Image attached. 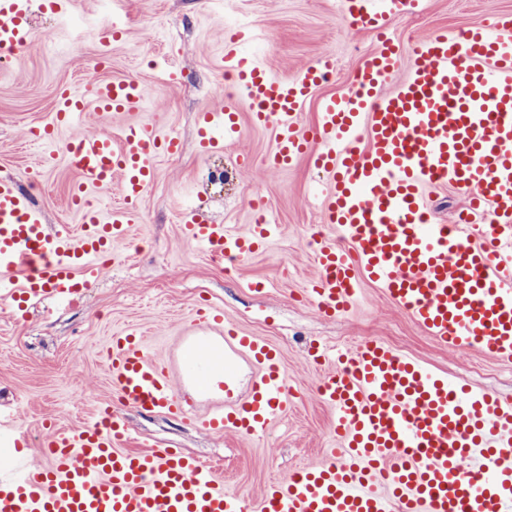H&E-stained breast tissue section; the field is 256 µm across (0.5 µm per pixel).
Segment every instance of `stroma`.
<instances>
[{"label": "stroma", "instance_id": "stroma-1", "mask_svg": "<svg viewBox=\"0 0 512 512\" xmlns=\"http://www.w3.org/2000/svg\"><path fill=\"white\" fill-rule=\"evenodd\" d=\"M509 11L512 0H423L416 12L390 17L388 27L407 51L436 31L465 29ZM112 20L124 34L106 49L100 30ZM29 21L34 31L52 30L54 45L31 44L0 66V172L22 182L36 177L34 199L48 224L75 230L81 225L79 213L68 205L78 172L67 142L81 130H103L116 138L120 126L92 114L82 128L59 129L52 145L24 138L22 131L52 123L58 89L81 87L86 73L98 70L101 52L111 57L103 78H133L146 89L134 120L182 142L180 153L159 157L139 223L117 243L115 260L91 287L64 303L34 300L16 315L0 303V408L18 412L33 461H43V444L52 429L88 422L98 406L108 403L126 421L127 451L179 448L223 464L226 486L255 512L269 484L327 459L336 445L330 433L335 414L315 391L323 372L308 353L315 341L352 347L364 337H376L459 385L512 398V364L475 352H452L371 281L362 282L357 301L345 313L324 315L306 299L305 290L317 274L310 239L325 225L319 197L324 176L303 159L287 167L267 163L275 147L271 128L255 125L245 111L235 139L210 152L198 147L199 114L224 94L238 92L222 84L225 29L249 26L255 37L247 51L278 77L294 76L324 55L335 57L336 73L307 102L302 124L315 122L323 97L352 88L377 39L374 32L350 26L337 0H220L216 5L209 0H68L61 13L32 9ZM166 68L176 71L175 80L163 77ZM244 155L251 159L246 168L238 164ZM224 162L236 169L232 184L220 190L207 183L206 172ZM255 190L263 191L281 231L229 274L183 238L182 212L190 208L243 229L253 220ZM257 282L263 291H254ZM202 303L223 312V326L254 334L280 352L291 405L263 435L218 436L193 422L194 413L209 405L220 402L229 409L246 400L254 367L242 355L231 358L230 396L179 386V400L194 409L182 417L122 406L111 387L102 357L109 336L137 333L151 356L182 374L180 355L187 337L221 332L222 326L195 321L192 312Z\"/></svg>", "mask_w": 512, "mask_h": 512}]
</instances>
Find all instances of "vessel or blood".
<instances>
[{"mask_svg":"<svg viewBox=\"0 0 512 512\" xmlns=\"http://www.w3.org/2000/svg\"><path fill=\"white\" fill-rule=\"evenodd\" d=\"M351 25L376 32L377 49L360 66L348 93L320 101L317 120L299 115L336 70L324 57L295 77H273L241 50L249 31L224 36L222 66L232 73L255 124L272 127L274 166L304 158L326 175L324 208L334 231L318 235V274L307 290L320 312L346 311L362 280L383 288L428 335L462 353L512 363V14L415 42L406 76L403 51L386 20L407 0H340ZM29 0H0V48L18 52L34 39ZM134 79L87 78L59 88L55 123L26 134L52 140L57 129L95 110L123 123L120 140L98 131L71 139L68 154L80 181L70 205L81 216L47 227L42 211L11 174L0 175V297L12 304L52 295L68 300L98 277L113 242L125 239L156 178L161 153L179 138L128 121L142 105ZM199 143L211 132H239L233 98L200 115ZM463 192L469 206L454 224L430 218L426 192ZM90 189L118 191L121 207L90 205ZM241 231L188 213L183 237L216 263L263 248L278 232L263 195ZM249 356L257 371L249 398L216 405L195 421L221 435L264 434L290 401L277 350L258 337L225 328L223 341L190 339L185 352L223 359L225 347ZM335 358L317 385L336 411L338 446L328 460L270 487L260 512H512V401L449 382L377 338L353 352L310 350ZM104 355L124 404L148 413H178L168 363L151 357L131 333L111 336ZM127 427L112 409L45 441L34 464L12 411L0 409V512H245L219 466L170 448L123 450Z\"/></svg>","mask_w":512,"mask_h":512,"instance_id":"vessel-or-blood-1","label":"vessel or blood"}]
</instances>
